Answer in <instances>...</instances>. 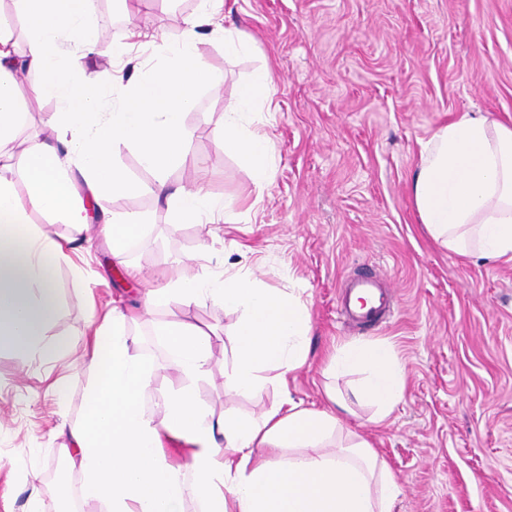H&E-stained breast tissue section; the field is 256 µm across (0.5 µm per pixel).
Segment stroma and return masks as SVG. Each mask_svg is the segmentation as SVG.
<instances>
[{
  "label": "stroma",
  "mask_w": 512,
  "mask_h": 512,
  "mask_svg": "<svg viewBox=\"0 0 512 512\" xmlns=\"http://www.w3.org/2000/svg\"><path fill=\"white\" fill-rule=\"evenodd\" d=\"M199 0H92L98 34L90 70L112 69L114 45L136 31L175 39ZM224 28L256 45L226 56L204 35L200 50L218 74L200 88L185 117L186 161L171 167V187L199 183L236 214L234 224H175L164 204L142 192L93 203L95 214L148 216L144 235L113 258L98 225L75 278L58 272L61 310L47 337L64 344L52 368L0 349V512H24L26 482L47 512L81 503V476L64 468L57 426L75 423L88 376L83 357L91 313L120 306L133 317L136 353L152 366L145 396L155 421L177 381L159 324L189 321L212 331L210 371L195 389L206 414L258 417L282 393L303 406L326 404L327 390L350 397L359 374L327 365L356 341L391 344L405 366L401 401L385 421L353 406L347 426L362 434L403 488L393 512H512V260L462 257L435 243L419 222L410 192L422 142L464 112L512 125V0H224ZM273 70L275 109L257 105L255 127L274 142L272 177L257 187L249 170L217 146L220 119L237 87L257 68ZM214 269L248 272L270 288L297 289L310 308L307 364L287 391L256 394L226 387L239 315L217 303L176 300L144 312L149 289L190 257ZM139 271L130 279L126 266ZM367 275L396 299L391 314L358 327L341 306L349 281ZM61 378L69 400L48 386Z\"/></svg>",
  "instance_id": "stroma-1"
}]
</instances>
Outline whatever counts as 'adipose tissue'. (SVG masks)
I'll list each match as a JSON object with an SVG mask.
<instances>
[{"mask_svg": "<svg viewBox=\"0 0 512 512\" xmlns=\"http://www.w3.org/2000/svg\"><path fill=\"white\" fill-rule=\"evenodd\" d=\"M15 2L16 16L0 12V153L23 119L22 73L37 74L32 94L57 99L61 109L45 119L54 142L29 139L20 152L7 153L8 172L0 174V348L50 363L61 354L46 333L60 311L56 268L65 252L31 213L80 226L89 221L85 198L139 189L164 200L177 224L199 222L218 208L203 189H169L166 172L185 159V115L198 89L218 80L201 53L199 30L212 25L224 0H201L197 14L183 17L176 42L152 40L162 63L140 65L126 80L70 65L72 51L89 55L96 46L90 0ZM18 16L29 26L22 53L14 39ZM272 83L269 67L255 70L220 122L225 153L245 164L258 185L271 178L273 142L247 124L252 106L269 100ZM111 94L118 104L103 111ZM122 145L136 150L152 182L139 187L130 179L117 158ZM17 175L26 195L15 189ZM412 195L421 224L448 251L512 260V127L478 112L439 127L422 146ZM101 224L116 258L146 229L134 213L105 216ZM173 298L188 306L210 300L239 313L228 374L236 392L257 393L272 381L287 388L289 373L308 361L310 312L294 293L246 273L190 276L178 268L146 303ZM127 320L115 306L91 321L85 363L94 380L85 413L61 428L68 442L59 452L81 473L86 502L100 504L101 512H184L189 491L200 512H391L402 487L369 441L346 431L349 408L336 394L320 409L285 395L258 418H209L193 384L208 371L210 342L192 324L159 330L180 384L164 397L163 420L155 422L144 403L152 367L133 352ZM331 368L364 372L354 397L373 407L375 421L386 420L403 394L405 369L388 343L337 349ZM173 440L184 444L187 465L168 456L164 444Z\"/></svg>", "mask_w": 512, "mask_h": 512, "instance_id": "obj_1", "label": "adipose tissue"}]
</instances>
